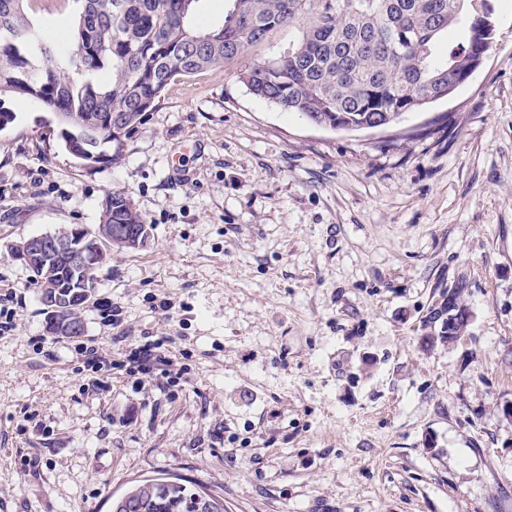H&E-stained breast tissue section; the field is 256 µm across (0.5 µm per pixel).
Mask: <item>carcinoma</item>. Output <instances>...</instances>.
Returning a JSON list of instances; mask_svg holds the SVG:
<instances>
[{
  "instance_id": "carcinoma-1",
  "label": "carcinoma",
  "mask_w": 512,
  "mask_h": 512,
  "mask_svg": "<svg viewBox=\"0 0 512 512\" xmlns=\"http://www.w3.org/2000/svg\"><path fill=\"white\" fill-rule=\"evenodd\" d=\"M29 0H0V96L34 101L61 125L113 127L117 160L171 81L230 62L288 28L295 37L239 74L255 97L333 130L389 126L448 97L487 42L493 0H224L222 23L196 21L201 0H80L72 41L36 31ZM100 221L143 224L120 190ZM196 491L164 478L126 490L118 512H196Z\"/></svg>"
}]
</instances>
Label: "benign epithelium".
Masks as SVG:
<instances>
[{
    "mask_svg": "<svg viewBox=\"0 0 512 512\" xmlns=\"http://www.w3.org/2000/svg\"><path fill=\"white\" fill-rule=\"evenodd\" d=\"M151 237L148 224L84 225L55 229L33 235L12 248V255L40 279L50 283L52 293L43 299L46 329L52 335L80 336L82 312L86 306L83 275L96 267L93 244L103 241L124 250H136ZM66 263V280H61L57 260ZM448 342L462 337L469 322L468 311L460 304L456 292L448 291Z\"/></svg>",
    "mask_w": 512,
    "mask_h": 512,
    "instance_id": "obj_1",
    "label": "benign epithelium"
}]
</instances>
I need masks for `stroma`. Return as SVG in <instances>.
<instances>
[{
	"label": "stroma",
	"mask_w": 512,
	"mask_h": 512,
	"mask_svg": "<svg viewBox=\"0 0 512 512\" xmlns=\"http://www.w3.org/2000/svg\"><path fill=\"white\" fill-rule=\"evenodd\" d=\"M494 6L470 79L383 129L248 92L285 29L175 79L91 169L52 113L0 98V512H111L161 477L224 512H512V0ZM79 7L28 13L64 43ZM117 189L150 242L96 270L83 335H49L7 247L98 224ZM452 288L464 337L424 346ZM150 344L178 382L129 362Z\"/></svg>",
	"instance_id": "obj_1"
}]
</instances>
